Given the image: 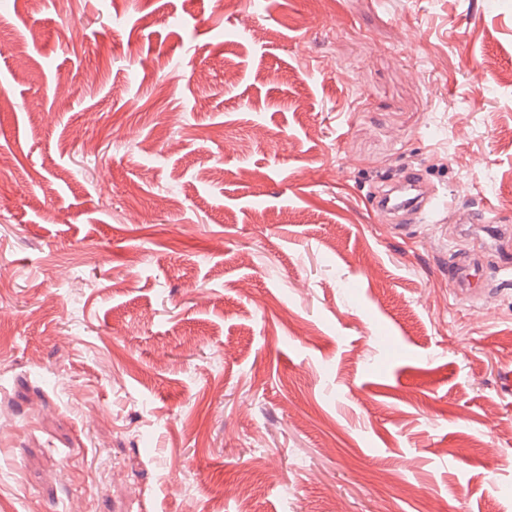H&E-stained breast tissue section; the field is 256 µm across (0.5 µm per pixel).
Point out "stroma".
Returning a JSON list of instances; mask_svg holds the SVG:
<instances>
[{
	"instance_id": "stroma-1",
	"label": "stroma",
	"mask_w": 512,
	"mask_h": 512,
	"mask_svg": "<svg viewBox=\"0 0 512 512\" xmlns=\"http://www.w3.org/2000/svg\"><path fill=\"white\" fill-rule=\"evenodd\" d=\"M408 168L512 226V0H0V512H512V275ZM396 187L408 188L416 191L412 196L405 198H392V191ZM371 199V208L376 215L389 216L398 214L399 223L395 224L398 231H403L410 224L425 223L429 220L437 207L436 196L429 191L423 178L416 171H405L392 182V189L377 191ZM484 262L481 257V249H473L454 258L448 265V280L454 283L460 299L468 300L472 295L484 291L477 288L480 272Z\"/></svg>"
}]
</instances>
